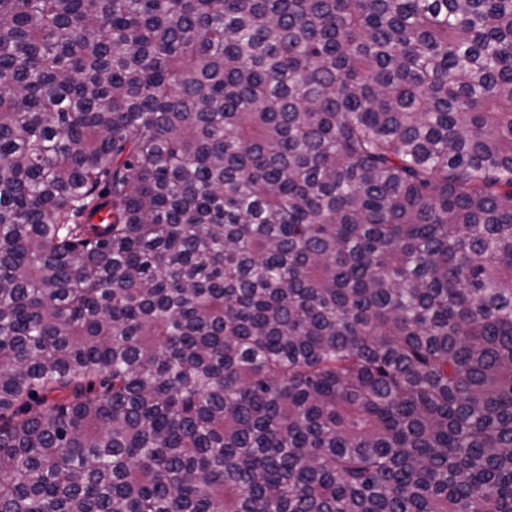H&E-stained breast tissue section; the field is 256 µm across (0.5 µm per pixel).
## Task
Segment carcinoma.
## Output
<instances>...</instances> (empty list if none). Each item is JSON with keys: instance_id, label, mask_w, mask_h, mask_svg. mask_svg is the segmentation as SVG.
<instances>
[{"instance_id": "1", "label": "carcinoma", "mask_w": 512, "mask_h": 512, "mask_svg": "<svg viewBox=\"0 0 512 512\" xmlns=\"http://www.w3.org/2000/svg\"><path fill=\"white\" fill-rule=\"evenodd\" d=\"M0 512H512V0H0Z\"/></svg>"}]
</instances>
